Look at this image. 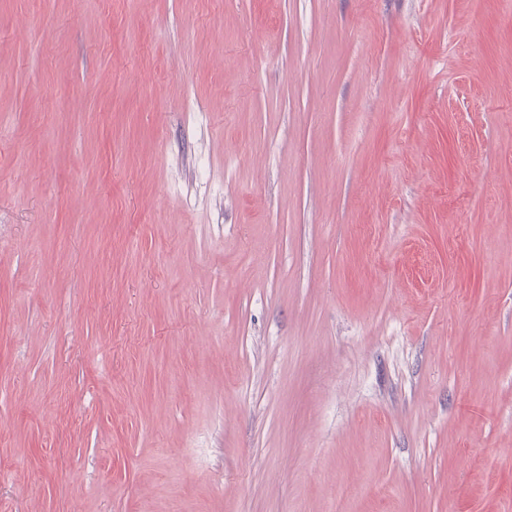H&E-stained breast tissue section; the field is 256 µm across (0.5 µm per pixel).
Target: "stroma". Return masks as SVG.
I'll return each mask as SVG.
<instances>
[{"label": "stroma", "instance_id": "1", "mask_svg": "<svg viewBox=\"0 0 512 512\" xmlns=\"http://www.w3.org/2000/svg\"><path fill=\"white\" fill-rule=\"evenodd\" d=\"M0 512H512V10L0 0Z\"/></svg>", "mask_w": 512, "mask_h": 512}]
</instances>
